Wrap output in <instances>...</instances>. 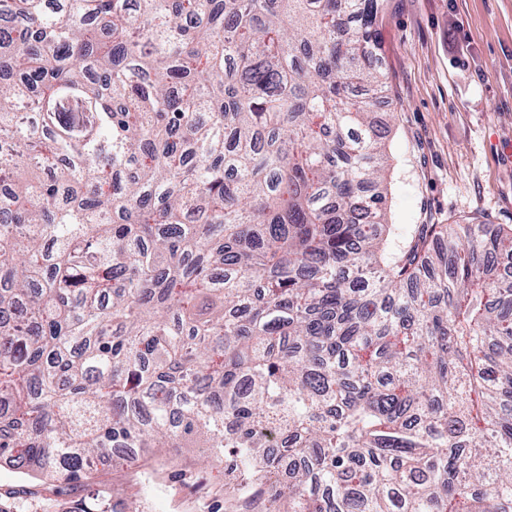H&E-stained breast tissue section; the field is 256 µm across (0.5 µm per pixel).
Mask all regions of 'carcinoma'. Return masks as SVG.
<instances>
[{
    "instance_id": "1",
    "label": "carcinoma",
    "mask_w": 512,
    "mask_h": 512,
    "mask_svg": "<svg viewBox=\"0 0 512 512\" xmlns=\"http://www.w3.org/2000/svg\"><path fill=\"white\" fill-rule=\"evenodd\" d=\"M378 11L0 0V461L206 448L258 512H512V225L389 223Z\"/></svg>"
}]
</instances>
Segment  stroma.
<instances>
[{
    "instance_id": "obj_1",
    "label": "stroma",
    "mask_w": 512,
    "mask_h": 512,
    "mask_svg": "<svg viewBox=\"0 0 512 512\" xmlns=\"http://www.w3.org/2000/svg\"><path fill=\"white\" fill-rule=\"evenodd\" d=\"M393 224L512 225V0H381L376 20ZM114 512H231L224 466L149 449L105 469ZM77 492L0 464V512H70Z\"/></svg>"
}]
</instances>
